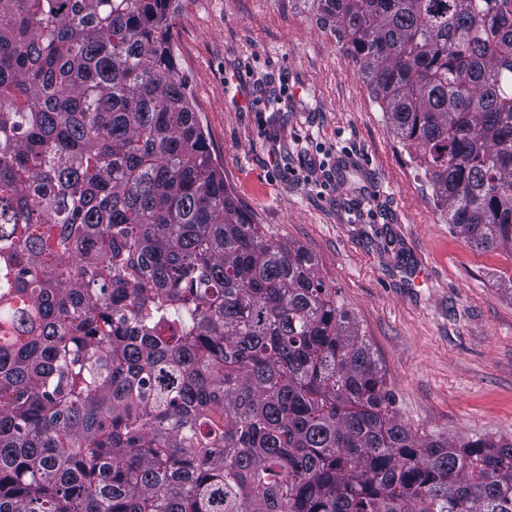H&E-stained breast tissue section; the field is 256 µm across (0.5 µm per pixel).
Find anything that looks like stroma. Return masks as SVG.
Masks as SVG:
<instances>
[{
  "label": "stroma",
  "instance_id": "1",
  "mask_svg": "<svg viewBox=\"0 0 512 512\" xmlns=\"http://www.w3.org/2000/svg\"><path fill=\"white\" fill-rule=\"evenodd\" d=\"M171 33L238 205L312 255L407 426L512 438V255L450 230L335 33L301 0H180Z\"/></svg>",
  "mask_w": 512,
  "mask_h": 512
}]
</instances>
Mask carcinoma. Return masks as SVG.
<instances>
[{"instance_id":"1","label":"carcinoma","mask_w":512,"mask_h":512,"mask_svg":"<svg viewBox=\"0 0 512 512\" xmlns=\"http://www.w3.org/2000/svg\"><path fill=\"white\" fill-rule=\"evenodd\" d=\"M174 0H0V512H512V438L417 435L303 248L224 182ZM457 235L512 254L495 0H303Z\"/></svg>"}]
</instances>
